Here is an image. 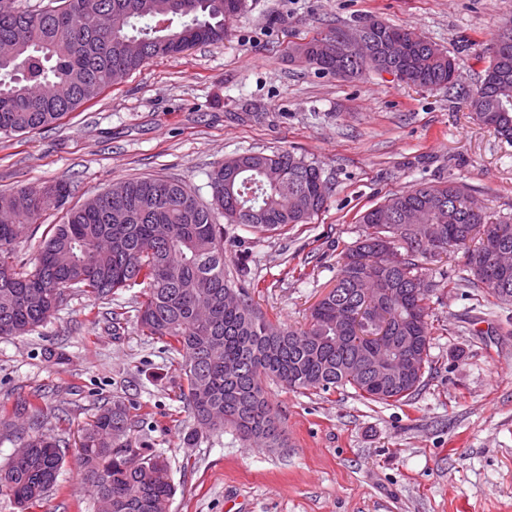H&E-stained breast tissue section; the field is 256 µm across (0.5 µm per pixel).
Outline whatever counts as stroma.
Here are the masks:
<instances>
[{
  "mask_svg": "<svg viewBox=\"0 0 512 512\" xmlns=\"http://www.w3.org/2000/svg\"><path fill=\"white\" fill-rule=\"evenodd\" d=\"M367 15L447 50L454 87L373 72L343 81L291 61V45ZM509 25L512 0H248L228 39L153 59L40 131L0 134V193L63 180L79 205L159 176L206 199L224 159L288 151L316 161L335 187L324 210L266 235L231 225L224 243L227 270L248 265L246 287L267 317L301 326L334 287L360 217L387 196L456 180L489 214L512 216V144L465 100ZM140 300L137 288L104 300L73 289L36 332L0 339V408L40 407L43 432L64 444L57 484L32 512H98L78 440L115 400L135 421L131 445L167 462L169 512H512V303L469 286L430 297L429 362L403 404L267 382L288 436L271 450L228 431L184 444L193 419L182 358L142 334Z\"/></svg>",
  "mask_w": 512,
  "mask_h": 512,
  "instance_id": "35a3bbf8",
  "label": "stroma"
}]
</instances>
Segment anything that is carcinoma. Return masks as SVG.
I'll list each match as a JSON object with an SVG mask.
<instances>
[{"mask_svg": "<svg viewBox=\"0 0 512 512\" xmlns=\"http://www.w3.org/2000/svg\"><path fill=\"white\" fill-rule=\"evenodd\" d=\"M236 0H50L41 10H22L0 0V42L12 43L0 57V133H30L57 122L94 100L122 75L168 55L161 48L173 36L178 52L219 42L247 8ZM369 54L357 58L345 46L346 63L331 60L319 69L343 80L377 72V46L390 38L399 44L404 83L424 89L451 88L453 58L411 28L393 26L369 15ZM336 29L291 47L309 66L322 55V42L336 40ZM512 42L494 39L492 58L476 91L467 94L470 109L512 142ZM121 192L104 191L79 206L66 207V183L20 190L22 210L0 194V337L24 336L44 326L77 288L96 299L112 291L140 286L137 324L183 357L193 427L184 440L231 430L241 440L263 439L267 448H285L283 426L274 425L263 382L290 390L323 392L351 387L367 401L402 402L410 385L389 378L382 391L372 379L348 378L344 367L372 353L353 340V315L364 301L387 317L388 332L403 350L429 352L430 293L448 287L445 278L428 277L430 255L464 248L468 256L488 254L495 246L512 249V218L473 210L469 189L458 182L421 184L393 194L360 218L361 237L343 251L336 284L310 311L300 328L278 325L265 316L246 289L250 269L242 264L231 277L225 271L224 225L258 233L290 224H306L322 211L334 188L321 167L290 152L244 153L217 163L208 175L211 200L175 181L154 177L119 183ZM65 211L37 246L33 267L14 264V251L29 236L42 212ZM419 224L443 226L441 245L417 241L403 230L409 216ZM466 282L502 303L512 301L498 276L468 262ZM27 408L0 411V431L14 437L17 450L0 469V492L20 512L41 501L55 486L64 462L58 441L40 432L41 411H31L32 426L14 430ZM131 419L115 401L99 409L83 429L77 461L99 512H167L174 487L164 460L134 448L127 440Z\"/></svg>", "mask_w": 512, "mask_h": 512, "instance_id": "obj_1", "label": "carcinoma"}]
</instances>
